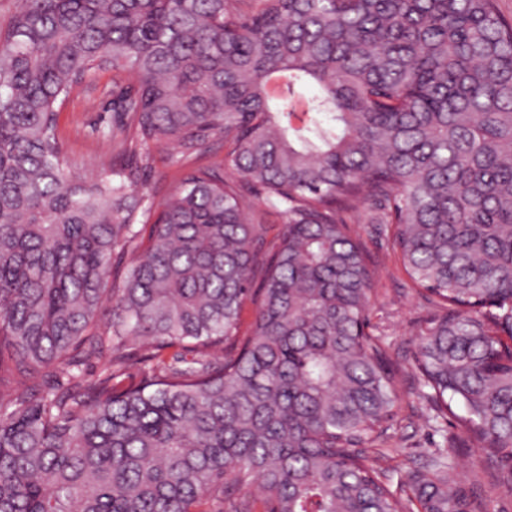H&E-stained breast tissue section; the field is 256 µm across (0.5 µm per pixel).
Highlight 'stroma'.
I'll use <instances>...</instances> for the list:
<instances>
[{
	"label": "stroma",
	"mask_w": 512,
	"mask_h": 512,
	"mask_svg": "<svg viewBox=\"0 0 512 512\" xmlns=\"http://www.w3.org/2000/svg\"><path fill=\"white\" fill-rule=\"evenodd\" d=\"M112 75L98 73L75 88L60 112V129L71 163L86 173L97 172L112 159ZM184 174L181 165L155 154L151 169L136 172L128 185L133 191L148 190L161 199ZM366 205L349 214L348 223L365 242L378 268L374 283L373 321L385 330L383 341L399 368L401 400L399 425L392 439L393 452L384 467L392 479L407 474L446 449H453L457 470L476 481L482 502L480 512H512V494L499 487L476 445L455 420L436 419L426 389L414 366L418 331L433 313L404 273L397 257L387 248L380 225L366 221Z\"/></svg>",
	"instance_id": "1"
}]
</instances>
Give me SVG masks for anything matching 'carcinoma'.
Returning <instances> with one entry per match:
<instances>
[{
  "label": "carcinoma",
  "mask_w": 512,
  "mask_h": 512,
  "mask_svg": "<svg viewBox=\"0 0 512 512\" xmlns=\"http://www.w3.org/2000/svg\"><path fill=\"white\" fill-rule=\"evenodd\" d=\"M103 71L112 171L89 177L58 115ZM218 139L224 159L156 206L122 179ZM362 202L438 309L416 354L436 417L512 494L498 0H18L0 30V373L21 387L0 392V512H478L447 454L385 481L399 395L368 332L377 269L344 217ZM142 347L151 365L126 385Z\"/></svg>",
  "instance_id": "obj_1"
}]
</instances>
